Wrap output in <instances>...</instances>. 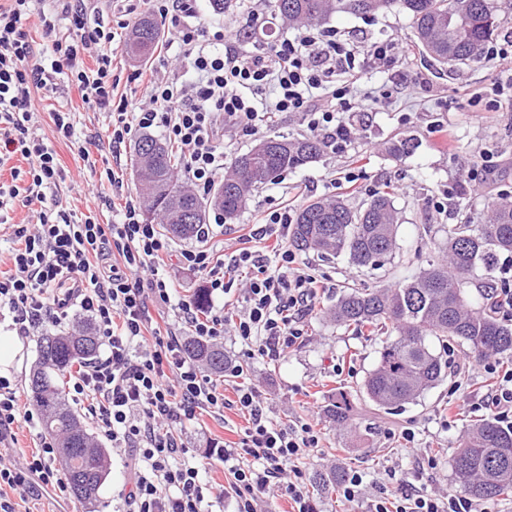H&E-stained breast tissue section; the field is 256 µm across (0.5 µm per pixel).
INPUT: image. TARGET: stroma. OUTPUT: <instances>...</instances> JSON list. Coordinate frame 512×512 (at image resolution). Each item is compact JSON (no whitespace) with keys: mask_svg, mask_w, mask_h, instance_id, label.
Masks as SVG:
<instances>
[{"mask_svg":"<svg viewBox=\"0 0 512 512\" xmlns=\"http://www.w3.org/2000/svg\"><path fill=\"white\" fill-rule=\"evenodd\" d=\"M201 21L223 17L225 22L253 23L251 45L266 47L285 34L288 25L272 8L269 0H252L250 6L231 5L224 14H216L210 0H198ZM355 41L401 37L412 40L410 15L396 9L373 16L335 13L322 22ZM505 63L480 58L448 72L437 70L413 53L410 89L391 103L378 104L360 116L361 137L348 153L324 152L307 166L280 174L266 186L254 191L240 216L224 224V237L236 241L247 235L258 214L277 205L297 209L301 202L317 197H340L352 208L367 203L380 190L391 189L398 212L399 248L384 266L367 272L351 265L341 256L323 261L316 254L301 253L323 287L319 289L316 309L306 320L307 338L301 345L276 360L256 358L247 361L242 376L217 378L226 397H234L239 385L255 386L266 397L278 422L288 423L316 411L321 443L301 461L307 475L332 467L355 468L364 475L363 491L346 501L339 494L316 498L318 512H365L369 500L379 489L391 486L395 477H403L424 492L457 493L453 481V457L467 424L478 416L474 403L485 396L493 378L483 363L469 358L465 347H455L461 364H449L448 376L426 391L416 402L386 414L375 411L368 400L353 403L350 429L337 431L326 408L337 391H356L377 364L381 342L355 329L343 328L329 320L325 309L335 303L344 287L357 285L388 286L404 281L440 253L444 227L456 223L455 212L440 213L436 198L448 196L450 204H463L473 223H481L489 212L491 191L512 192V101L504 102L497 112H471L464 104L467 93L488 89L511 70ZM71 112L74 136L57 137L52 120L53 109ZM32 123L45 143L52 145L65 177L45 190L48 200L81 214L94 208L99 223L119 221L112 197L137 199L130 146H123L120 159H113L109 145L112 120L107 112L83 103L81 95L67 79L56 89H36L31 93ZM410 140L407 152L393 154L390 147L396 134ZM90 146L92 157H84L83 146ZM498 157L502 176L494 190L473 191L465 178L469 165L487 153ZM360 171L357 189L339 187L338 178L350 170ZM117 172L118 183H111L108 172ZM512 288V259L501 257L494 274L476 269L464 286L467 302L476 308L485 306L491 289ZM412 429L413 442H405L403 429ZM436 456L438 465L432 476H421L419 467L426 455ZM109 475L96 501L62 502L45 496L30 501L31 512H124L126 462L121 455L110 454Z\"/></svg>","mask_w":512,"mask_h":512,"instance_id":"obj_1","label":"stroma"}]
</instances>
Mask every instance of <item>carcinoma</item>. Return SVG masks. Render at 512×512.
I'll use <instances>...</instances> for the list:
<instances>
[{
  "mask_svg": "<svg viewBox=\"0 0 512 512\" xmlns=\"http://www.w3.org/2000/svg\"><path fill=\"white\" fill-rule=\"evenodd\" d=\"M401 7L412 17L416 43L424 58L443 70L481 56L486 44L499 35L500 15L512 12V0H275V10L290 24L316 25L335 12L371 15ZM160 32L149 13L134 22L124 43L128 59L148 61ZM321 140L273 135L237 156L224 170L216 194L202 198L176 178V155L160 140L145 135L134 145V168L140 170L138 186L145 202V218L158 220L177 238L194 235L196 225L207 223L218 209L233 220L245 209L252 191L277 175L313 162L323 151ZM182 202L186 221L169 223L174 200ZM290 242L298 250L314 251L323 258L348 256L369 270L380 269L397 244V215L388 192H378L365 207L353 210L340 198H319L303 204L295 217ZM443 260L431 261L413 279L394 287H351L327 315L338 326L369 329L387 335L376 367L359 393L385 412L410 403L447 377L448 363L435 352L430 339L458 341L476 359L492 355L512 358V323L498 315L497 307L472 309L462 285L477 267L489 275L500 255L512 254V201L493 200L489 219L473 224L468 215L448 228ZM100 348L94 328L57 334L45 332L39 340V357L29 378L30 402L42 416L45 432L55 438L61 452L79 464H65L71 490L79 501H92L108 476L105 450L87 431L65 398L62 377L75 365L93 359ZM184 352L211 373L224 375V350L189 338ZM339 430L351 422V401L342 395L327 409ZM454 481L463 492L484 501L512 493V426L494 414L468 425L453 461ZM346 472L334 469L314 477L316 491L331 494Z\"/></svg>",
  "mask_w": 512,
  "mask_h": 512,
  "instance_id": "1",
  "label": "carcinoma"
}]
</instances>
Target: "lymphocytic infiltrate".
I'll return each mask as SVG.
<instances>
[{"label": "lymphocytic infiltrate", "mask_w": 512, "mask_h": 512, "mask_svg": "<svg viewBox=\"0 0 512 512\" xmlns=\"http://www.w3.org/2000/svg\"><path fill=\"white\" fill-rule=\"evenodd\" d=\"M40 0H0V224L16 206L33 207V220L13 226V248L0 271V310H7L16 335L58 325L72 307L91 318L104 346L68 387L85 403L98 433L127 460L128 512H211L231 497L233 512H266L268 498L281 497L292 512H314L307 474L299 462L318 447L313 417L284 425L273 421L258 389L238 387L235 400L183 351L179 329L223 341L233 337L244 357L270 360L301 344L304 319L314 307L317 279L287 240L294 217L287 207L266 210L252 239L274 241L271 254L236 248L230 261L212 225H199L194 244L173 249L157 225L141 218V206L126 201L122 220L98 223L47 204L45 188L64 175L56 152L29 129L32 89H53L67 78L86 104L110 110L113 154H120L132 129L163 128L166 140L185 161L193 191L208 196L224 175V131L252 137L277 117L298 114L328 148L348 152L360 138L355 121L367 111L354 84L366 70L386 73L378 100L391 99L406 80L409 49L401 38L356 44L334 29L305 27L270 48L244 50L246 32L220 23H201L196 0H142L123 8L129 16L147 10L167 24L165 48H178L197 73L184 83L177 71L151 75L145 97L118 95L112 75L113 29L99 19L101 0H58L69 34L35 51L25 27ZM22 157L25 168L12 166ZM175 254L182 269L202 277L209 293L240 287L243 304L235 314L174 298V287L159 272L164 255ZM237 408L249 421L239 440L206 437L203 454L185 424L201 413L223 415ZM40 414L20 393V383L0 376V512L37 491L69 499L70 486L56 465L53 440L43 439L23 462L9 451L20 427H36ZM228 474L223 485L203 479L206 464ZM368 512H478L476 503L450 493L427 494L399 485L383 490Z\"/></svg>", "instance_id": "obj_1"}]
</instances>
